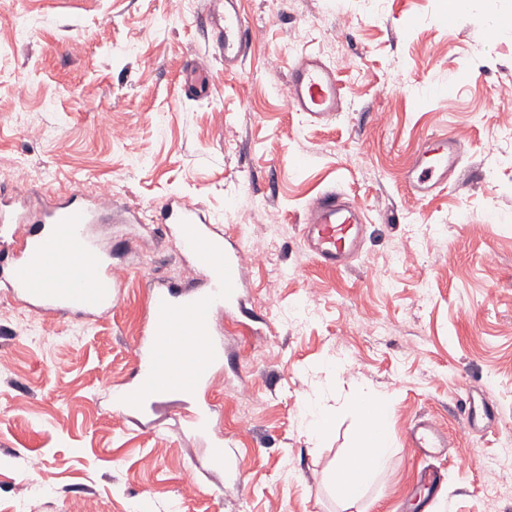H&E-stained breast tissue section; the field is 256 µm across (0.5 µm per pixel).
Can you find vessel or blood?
Segmentation results:
<instances>
[{"instance_id":"obj_1","label":"vessel or blood","mask_w":512,"mask_h":512,"mask_svg":"<svg viewBox=\"0 0 512 512\" xmlns=\"http://www.w3.org/2000/svg\"><path fill=\"white\" fill-rule=\"evenodd\" d=\"M213 51L225 72L239 69L260 30L244 15L240 0H224V11L213 19ZM290 110L326 121L342 108L344 94L334 67L320 56L295 60L287 81ZM464 148L445 134L423 138L401 182L426 198L444 188L460 163ZM125 209L102 198L84 200L80 190L57 195L31 210L12 188L0 186V288L32 301L45 313L91 317L115 307L123 275L91 236L93 225L115 219ZM154 223L179 246L182 257L201 273L198 287L149 283L147 324L137 342L134 380L113 402L115 412L139 416L162 399L193 400L195 411L187 429L211 438L205 465H224V434L215 422V406L197 401L209 388L214 369L224 362L221 330L214 322L221 310L239 300L244 250L231 240L199 206L178 196L163 200L153 211ZM366 224L363 213L335 191L321 193L306 208L302 244L322 266H347L359 255ZM406 436L417 448H444L448 432L430 417L412 419Z\"/></svg>"}]
</instances>
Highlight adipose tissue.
<instances>
[{
    "label": "adipose tissue",
    "instance_id": "1",
    "mask_svg": "<svg viewBox=\"0 0 512 512\" xmlns=\"http://www.w3.org/2000/svg\"><path fill=\"white\" fill-rule=\"evenodd\" d=\"M353 406L360 416L354 446L337 461L331 477L337 497L346 502L361 496L392 453L385 438L384 402L358 391L353 396Z\"/></svg>",
    "mask_w": 512,
    "mask_h": 512
}]
</instances>
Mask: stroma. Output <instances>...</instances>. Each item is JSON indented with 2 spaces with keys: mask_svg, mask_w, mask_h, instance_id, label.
Returning <instances> with one entry per match:
<instances>
[{
  "mask_svg": "<svg viewBox=\"0 0 512 512\" xmlns=\"http://www.w3.org/2000/svg\"><path fill=\"white\" fill-rule=\"evenodd\" d=\"M260 35L235 74L211 51L213 0H0V162L15 189L45 193L107 180L147 214L179 195L241 244L271 243L245 268L256 322L222 320L227 363L213 376L226 463L203 472L207 439L170 401L128 418L127 385L147 319L150 279H200L168 238L139 224L102 234L128 273L112 311L77 320L0 295V512H512V469L484 491L483 462L512 448V0H241ZM339 70L345 106L316 122L281 90L306 53ZM209 86L187 94L191 62ZM448 86L436 99L427 88ZM133 126L117 142L113 129ZM448 133L465 153L454 183L427 198L401 184L418 141ZM338 190L365 216L360 256L320 266L301 242L319 193ZM416 252V263L397 255ZM497 257L486 265L485 254ZM320 292L307 298L304 285ZM372 320L374 336L359 325ZM363 389L390 402L386 471L358 500L330 475L358 423ZM245 395L249 433L234 425ZM334 413L313 440L304 408ZM493 405L486 430L468 413ZM436 418L448 446L406 437ZM41 457L40 472L28 461ZM442 482L428 507L424 470ZM199 483L181 491L184 476Z\"/></svg>",
  "mask_w": 512,
  "mask_h": 512,
  "instance_id": "35a3bbf8",
  "label": "stroma"
}]
</instances>
